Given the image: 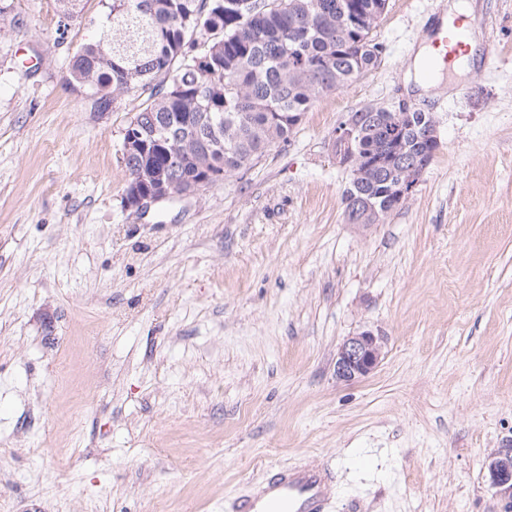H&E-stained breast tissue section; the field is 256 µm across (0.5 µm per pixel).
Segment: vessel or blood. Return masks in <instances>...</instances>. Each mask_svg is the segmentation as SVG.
<instances>
[{
  "label": "vessel or blood",
  "mask_w": 512,
  "mask_h": 512,
  "mask_svg": "<svg viewBox=\"0 0 512 512\" xmlns=\"http://www.w3.org/2000/svg\"><path fill=\"white\" fill-rule=\"evenodd\" d=\"M435 52L426 63L427 72L450 68L469 50V26L456 20H432ZM333 474L320 463H307L275 470L266 481L237 495L228 504L229 512H327Z\"/></svg>",
  "instance_id": "obj_1"
}]
</instances>
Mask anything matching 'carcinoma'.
I'll use <instances>...</instances> for the list:
<instances>
[{"mask_svg":"<svg viewBox=\"0 0 512 512\" xmlns=\"http://www.w3.org/2000/svg\"><path fill=\"white\" fill-rule=\"evenodd\" d=\"M109 26L68 62L111 110L136 93L129 124L141 147L122 153L129 176L159 177L184 189L204 170L224 179L288 141L318 98L374 69L381 47L371 34L388 0H104ZM212 37L203 39L202 31ZM208 58L205 66L196 59ZM356 128L359 176L344 191L350 224H383L403 204L391 188L429 167L437 144L430 113L401 126L385 104L348 115Z\"/></svg>","mask_w":512,"mask_h":512,"instance_id":"obj_1","label":"carcinoma"}]
</instances>
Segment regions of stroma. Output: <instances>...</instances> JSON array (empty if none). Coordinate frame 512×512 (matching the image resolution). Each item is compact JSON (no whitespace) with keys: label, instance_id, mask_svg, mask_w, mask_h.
Wrapping results in <instances>:
<instances>
[{"label":"stroma","instance_id":"35a3bbf8","mask_svg":"<svg viewBox=\"0 0 512 512\" xmlns=\"http://www.w3.org/2000/svg\"><path fill=\"white\" fill-rule=\"evenodd\" d=\"M470 71L404 74L449 0H388L377 67L250 168L139 212L122 131L67 63L105 21L0 0V512H224L318 461L329 512H502L512 440V0H468ZM433 112L440 148L383 224H350L348 114ZM387 338L345 384L343 341ZM94 359L96 372L84 369ZM431 49V46L421 48L415 56L412 65L407 68L405 73L408 83L413 81L415 86L424 91L438 88L443 80V74L429 76L422 66L423 57ZM490 487L504 503V512L512 510V444L511 441L492 452L487 461Z\"/></svg>","mask_w":512,"mask_h":512}]
</instances>
